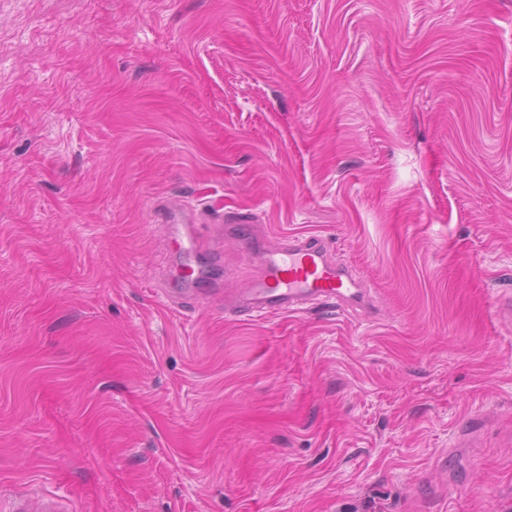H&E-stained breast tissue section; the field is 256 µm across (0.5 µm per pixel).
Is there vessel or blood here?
Returning a JSON list of instances; mask_svg holds the SVG:
<instances>
[{
	"label": "vessel or blood",
	"instance_id": "1",
	"mask_svg": "<svg viewBox=\"0 0 512 512\" xmlns=\"http://www.w3.org/2000/svg\"><path fill=\"white\" fill-rule=\"evenodd\" d=\"M162 219L169 228L167 247L179 254L184 263L179 270L184 289H166L165 300L199 296L195 284L203 276L200 267L191 263L194 224L178 207L166 208ZM259 271L246 292L225 298L224 308L230 314H269L301 309L312 301L324 304L362 300L363 291L345 268L336 264L330 248L317 235L284 236L278 246L258 256Z\"/></svg>",
	"mask_w": 512,
	"mask_h": 512
}]
</instances>
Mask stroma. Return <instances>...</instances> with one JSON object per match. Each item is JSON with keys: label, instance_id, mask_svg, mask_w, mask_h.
<instances>
[{"label": "stroma", "instance_id": "1", "mask_svg": "<svg viewBox=\"0 0 512 512\" xmlns=\"http://www.w3.org/2000/svg\"><path fill=\"white\" fill-rule=\"evenodd\" d=\"M255 223L362 304L166 305ZM512 0H0V507L512 512ZM162 220L168 223V250L184 259L182 267L179 268L181 279L188 284L196 283L203 278V271L200 267L193 266L191 261L194 252L192 239L195 221L182 208L171 206L162 213Z\"/></svg>", "mask_w": 512, "mask_h": 512}]
</instances>
